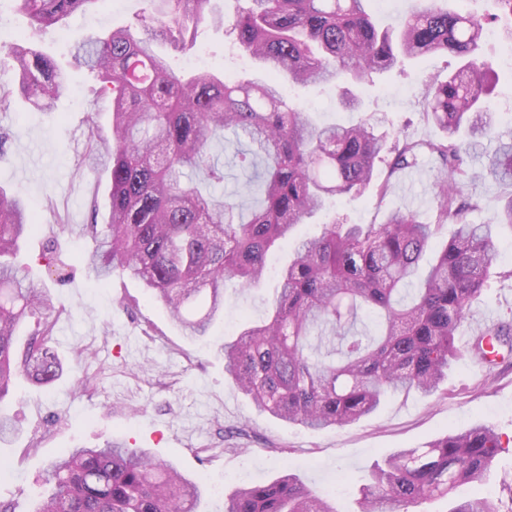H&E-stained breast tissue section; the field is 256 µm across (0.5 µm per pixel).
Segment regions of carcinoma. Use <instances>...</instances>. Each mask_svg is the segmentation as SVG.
Instances as JSON below:
<instances>
[{
	"label": "carcinoma",
	"mask_w": 512,
	"mask_h": 512,
	"mask_svg": "<svg viewBox=\"0 0 512 512\" xmlns=\"http://www.w3.org/2000/svg\"><path fill=\"white\" fill-rule=\"evenodd\" d=\"M41 28L104 0H19ZM153 20L179 49L194 41L185 24L207 20L210 0H150ZM233 32L239 51L269 64L275 77L241 81L199 72L177 73L132 27L80 36L75 59L112 90V145L94 127L90 151L110 172L109 218L82 234L96 248L87 257L97 277L140 282L187 339L208 336L224 315V283L255 288L267 275L266 255L294 228L341 195L372 187L383 199L391 177L435 157L438 200L432 221L391 211L381 224H324L318 236L295 244L278 273L265 319L224 340V372L255 409L308 429L344 427L376 412L386 395L437 393L460 356L455 336L471 302L481 294L501 230H512V196L494 224H471L475 204L463 183L490 178L512 185V137L500 135L490 110L492 70L480 54L482 19L449 11L432 0L380 30L370 0H247ZM20 94L44 112L68 89V76L26 41L8 45ZM448 53L460 61L448 79L424 93V115L438 139L415 141L378 132L366 121L319 125L290 103L282 81L330 85L348 105L352 88L397 68L403 59ZM232 132L248 149L229 165L247 176L253 204L218 196L226 172L214 152ZM391 155L380 178L376 161ZM483 163L474 170L464 156ZM34 217L21 198L0 190V403L18 376L40 385L64 373L51 350L59 314L15 260ZM448 228L425 276L419 263L440 230ZM378 331L357 328L361 314ZM33 321L24 349L16 330ZM512 343V326L482 325L469 352L485 357L487 343ZM502 443L495 429L477 423L417 448H402L376 464L359 490L358 512H408L449 497L463 484H484ZM45 490L33 512H198L208 487L181 474L147 448L106 438L69 448L49 465ZM224 512H339L333 500L312 493L292 473L269 484L235 489ZM449 512H498L487 497L467 499Z\"/></svg>",
	"instance_id": "carcinoma-1"
}]
</instances>
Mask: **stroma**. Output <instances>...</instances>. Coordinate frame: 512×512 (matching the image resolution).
I'll return each instance as SVG.
<instances>
[{
    "mask_svg": "<svg viewBox=\"0 0 512 512\" xmlns=\"http://www.w3.org/2000/svg\"><path fill=\"white\" fill-rule=\"evenodd\" d=\"M241 0H211L212 20L200 23L196 43L172 53L152 23L149 0H123L120 9L109 4L47 29L30 25L18 0H0V70L12 71L7 45L17 37L51 56L69 74L70 88L53 111L44 112L13 95L8 109L0 110V132L9 140L0 149V187L20 196L34 215L37 227L22 243L19 260L48 286L55 305L65 312L56 325L51 346L65 364L75 363L74 350L85 346L93 359L78 364L96 382L77 392L70 373L51 386L27 379L15 381L1 408L22 427L12 444H0V461L10 465L0 475V502L11 512H31L43 491L47 464L64 449L107 437L126 440L137 448H155L180 470L222 484L209 491L200 512H224V493L245 483H264L287 469L307 486L323 493L337 490L339 512H357V494L371 468L398 448H411L438 436L454 433L477 422L492 426L507 441L494 460L493 475L483 485L466 484L458 499L486 496L499 512H512V357L491 369L478 364L468 352L471 331L485 320L512 323V232L504 231L498 257L488 282L472 303L455 343L462 350L441 394L424 398L418 393L389 394L372 416L341 428L309 430L290 426L258 413L224 375L219 346L242 325L264 317L275 287L273 271L287 262L291 244L268 255L269 278L257 288L229 283L224 316L204 340L182 336L164 309L136 281L113 277L103 283L86 264L94 243L78 227L104 221L109 173L92 156L86 135L97 125L102 138L111 136L112 96L72 57L71 46L82 34H104L129 26L151 38L157 53L168 56L178 71H192V61L216 75L264 79L268 72L241 55L227 27L241 9ZM481 52L498 67V82L491 100L496 126L512 135V74L500 69V40L485 38ZM459 65L446 54H431L365 85L364 111L341 109L336 92L317 86H285L295 104L312 112L322 123H357L372 118L385 127L403 130L414 140L441 137V130L423 115L427 84L447 79ZM418 176L406 182L397 173L391 193L378 199L369 192L341 196L331 214L349 224H377L401 208L429 221L436 208L433 183L438 163L428 155L417 162ZM477 208L468 215L472 224L494 222L503 197L512 187L491 180H476L463 188ZM72 230L61 233V225ZM55 246L58 258L46 265L41 255ZM161 440H153L154 432Z\"/></svg>",
    "mask_w": 512,
    "mask_h": 512,
    "instance_id": "stroma-1",
    "label": "stroma"
}]
</instances>
